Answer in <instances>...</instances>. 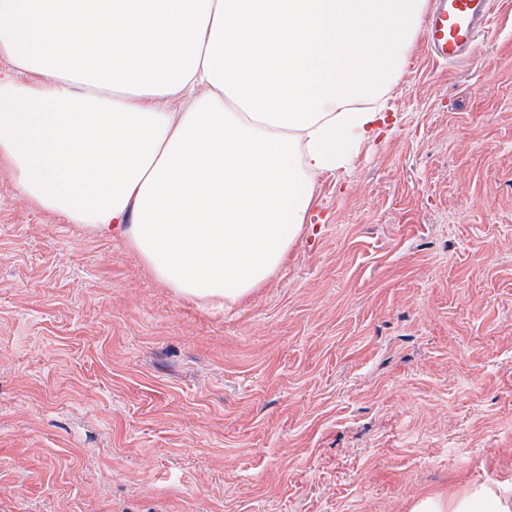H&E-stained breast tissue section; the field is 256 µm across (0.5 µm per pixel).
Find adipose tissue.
<instances>
[{
	"label": "adipose tissue",
	"instance_id": "obj_1",
	"mask_svg": "<svg viewBox=\"0 0 512 512\" xmlns=\"http://www.w3.org/2000/svg\"><path fill=\"white\" fill-rule=\"evenodd\" d=\"M429 0H0V167L223 308L285 266L373 139ZM410 512H512L480 484Z\"/></svg>",
	"mask_w": 512,
	"mask_h": 512
}]
</instances>
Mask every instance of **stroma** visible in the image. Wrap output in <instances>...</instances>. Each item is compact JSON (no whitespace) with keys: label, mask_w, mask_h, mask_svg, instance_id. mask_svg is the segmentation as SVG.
Listing matches in <instances>:
<instances>
[{"label":"stroma","mask_w":512,"mask_h":512,"mask_svg":"<svg viewBox=\"0 0 512 512\" xmlns=\"http://www.w3.org/2000/svg\"><path fill=\"white\" fill-rule=\"evenodd\" d=\"M424 39L287 264L212 309L0 170V512H410L512 490V0ZM495 9L492 0H436L425 29L432 60L452 66L470 60Z\"/></svg>","instance_id":"1"}]
</instances>
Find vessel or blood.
<instances>
[{"label": "vessel or blood", "mask_w": 512, "mask_h": 512, "mask_svg": "<svg viewBox=\"0 0 512 512\" xmlns=\"http://www.w3.org/2000/svg\"><path fill=\"white\" fill-rule=\"evenodd\" d=\"M495 9L494 0H435L425 29L432 60L452 66L470 60Z\"/></svg>", "instance_id": "b4317fda"}]
</instances>
